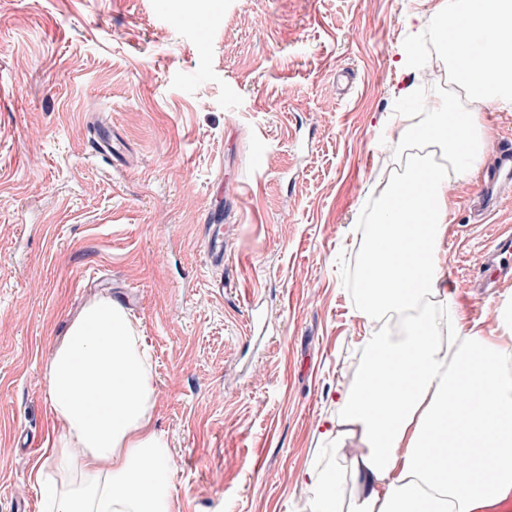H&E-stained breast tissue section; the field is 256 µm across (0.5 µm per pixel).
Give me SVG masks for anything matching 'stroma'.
<instances>
[{
	"label": "stroma",
	"instance_id": "stroma-1",
	"mask_svg": "<svg viewBox=\"0 0 512 512\" xmlns=\"http://www.w3.org/2000/svg\"><path fill=\"white\" fill-rule=\"evenodd\" d=\"M431 0H0V512H43L58 425L45 360L100 292H134L172 512H301L321 420L356 377L354 227L397 125L403 19ZM107 123L127 161L91 155ZM453 184L448 280L481 291L512 192L476 219ZM224 226L223 267L203 247ZM262 323L249 329L251 300Z\"/></svg>",
	"mask_w": 512,
	"mask_h": 512
}]
</instances>
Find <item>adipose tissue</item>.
Returning <instances> with one entry per match:
<instances>
[{
	"label": "adipose tissue",
	"mask_w": 512,
	"mask_h": 512,
	"mask_svg": "<svg viewBox=\"0 0 512 512\" xmlns=\"http://www.w3.org/2000/svg\"><path fill=\"white\" fill-rule=\"evenodd\" d=\"M432 15L445 31L448 96L383 139L393 167L364 227L356 306L371 331L321 428L337 465L304 474L311 512H477L512 490V300L494 330L476 331L453 297L444 248L448 186L472 180L490 147L481 115L512 103V0H435ZM43 381L60 430L31 476L48 512H171L148 349L123 303L86 304ZM349 440L359 444L351 457ZM450 448L462 463L448 461ZM348 475L360 489L351 503Z\"/></svg>",
	"instance_id": "1"
}]
</instances>
